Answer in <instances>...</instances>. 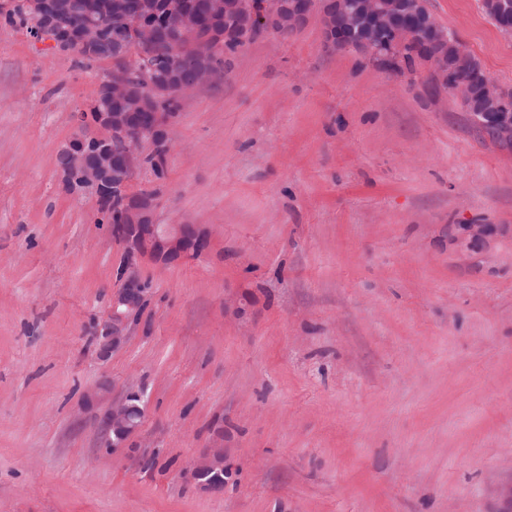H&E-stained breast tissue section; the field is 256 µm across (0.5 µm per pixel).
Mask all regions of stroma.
<instances>
[{"label":"stroma","mask_w":512,"mask_h":512,"mask_svg":"<svg viewBox=\"0 0 512 512\" xmlns=\"http://www.w3.org/2000/svg\"><path fill=\"white\" fill-rule=\"evenodd\" d=\"M425 5L512 88L482 0ZM111 70L0 16V512H512V145L320 12L261 32L130 179L210 244L138 262L104 357L125 247L58 160ZM132 390L142 426L110 447L85 397ZM195 473L198 477L206 479V485L208 488L212 490H219V487H222L223 485L220 481H224L223 449L213 448L208 455L197 463Z\"/></svg>","instance_id":"1"}]
</instances>
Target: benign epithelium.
<instances>
[{
	"label": "benign epithelium",
	"instance_id": "obj_1",
	"mask_svg": "<svg viewBox=\"0 0 512 512\" xmlns=\"http://www.w3.org/2000/svg\"><path fill=\"white\" fill-rule=\"evenodd\" d=\"M336 23L325 29V37L340 50H350L359 42L373 46L372 53L377 62L390 66L393 45L373 44L378 32L391 26L394 21L399 26L393 29L401 32L418 30L436 32L442 25L428 10H407L403 0H333ZM317 0H266L259 10L243 9V0H224V15L238 19L237 38L247 40L255 28V17H260L268 27L288 26L296 28L304 24ZM157 4L152 0H140L138 12L126 14L132 22L129 30H121L114 39L112 56L121 59L128 48V37H133L142 46L154 43L153 35L142 27L137 13L156 11ZM30 20L37 36L50 40L60 47L77 42L91 46L98 41L99 24L89 19L86 25L75 29L63 22L67 5L58 0H28ZM168 9L179 17L178 43L188 47L196 44L199 27L191 5H170ZM430 66L436 83L445 87L459 99L472 95V81H448V68L442 59L432 58ZM484 112L491 125L498 130L512 131V112L504 110L505 96L502 86L486 74L479 76ZM188 91L181 83L161 82L151 86L150 91L136 100L135 106L145 107L148 102L162 93L174 89ZM106 97L126 104L131 101L130 82L118 72L106 82ZM151 119V127L146 135L135 133L136 126L144 119ZM90 118L94 131L90 136H77L59 161L60 177L64 185L74 186L98 196H118L121 198L120 223L113 225L126 247L128 262L149 258L158 262H171L186 256L201 254L209 247V234L196 224H157L154 215L156 198L143 196L132 199L126 189L134 170L146 160L142 152L144 140L168 141V131L178 117L176 112H92L81 114ZM123 279L112 312L102 328L100 354L105 356L119 347L127 338L129 328L144 304V288L139 279L128 268L121 270ZM139 398L135 391L126 398L107 405L102 421L112 441L121 443L135 434L142 425V415L137 411L134 400ZM198 477L207 481L210 489L219 488L224 480V449L214 448L195 467Z\"/></svg>",
	"mask_w": 512,
	"mask_h": 512
}]
</instances>
